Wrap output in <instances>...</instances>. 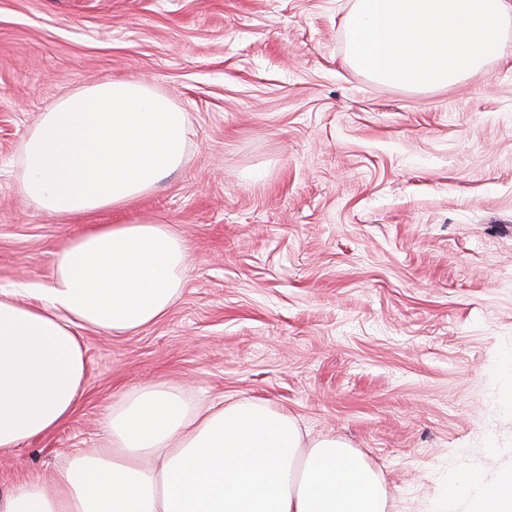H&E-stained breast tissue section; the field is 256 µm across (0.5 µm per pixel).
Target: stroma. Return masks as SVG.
Instances as JSON below:
<instances>
[{
    "instance_id": "obj_1",
    "label": "stroma",
    "mask_w": 512,
    "mask_h": 512,
    "mask_svg": "<svg viewBox=\"0 0 512 512\" xmlns=\"http://www.w3.org/2000/svg\"><path fill=\"white\" fill-rule=\"evenodd\" d=\"M353 2L0 0V287L48 285L96 224L158 220L189 249L164 317L84 332L77 408L0 457L1 494L103 448L107 408L159 382L346 440L388 512H431L450 466L512 464V34L454 86L385 85L347 61ZM108 77L184 112L181 167L121 211H34L26 137Z\"/></svg>"
}]
</instances>
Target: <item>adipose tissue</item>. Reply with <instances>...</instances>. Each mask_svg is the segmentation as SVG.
Returning <instances> with one entry per match:
<instances>
[{"label":"adipose tissue","mask_w":512,"mask_h":512,"mask_svg":"<svg viewBox=\"0 0 512 512\" xmlns=\"http://www.w3.org/2000/svg\"><path fill=\"white\" fill-rule=\"evenodd\" d=\"M189 130L167 98L104 79L59 100L23 144L20 192L63 219L120 208L175 171ZM188 252L158 221L102 224L56 255L43 288L0 287V456L73 413L83 331L129 333L180 294ZM107 448L72 449L52 485L17 481L0 512H387L383 479L341 439L312 438L271 405L190 407L153 383L106 413ZM447 512H512V467L445 479Z\"/></svg>","instance_id":"ef3b65f1"}]
</instances>
